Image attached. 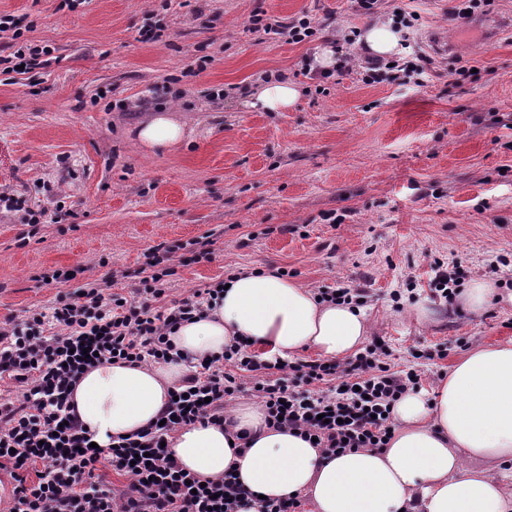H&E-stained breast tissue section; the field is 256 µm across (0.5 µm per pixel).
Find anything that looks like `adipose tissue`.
I'll list each match as a JSON object with an SVG mask.
<instances>
[{
	"mask_svg": "<svg viewBox=\"0 0 512 512\" xmlns=\"http://www.w3.org/2000/svg\"><path fill=\"white\" fill-rule=\"evenodd\" d=\"M401 33L378 20L356 40L377 58L397 54ZM301 97L285 80L259 83L251 107L283 112ZM190 132L180 115L152 113L134 130L151 150L179 145ZM218 307L182 324L173 345L196 357L222 354L233 337L251 339L267 355L288 358L304 349L339 359L359 351L369 331L363 308L320 301L296 280L259 269L229 276ZM184 364L133 367L104 363L86 372L73 393L76 413L101 444L155 422ZM395 427L385 448L326 457L294 433L268 428L255 406L232 414L233 432L247 434L235 454L233 432L192 424L170 445L179 463L204 476L236 468L251 492L278 499L306 498L313 512H512V340L480 345L459 358L432 394L411 392L393 409Z\"/></svg>",
	"mask_w": 512,
	"mask_h": 512,
	"instance_id": "adipose-tissue-1",
	"label": "adipose tissue"
}]
</instances>
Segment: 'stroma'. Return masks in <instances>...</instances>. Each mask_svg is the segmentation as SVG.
I'll return each instance as SVG.
<instances>
[{
	"label": "stroma",
	"instance_id": "35a3bbf8",
	"mask_svg": "<svg viewBox=\"0 0 512 512\" xmlns=\"http://www.w3.org/2000/svg\"><path fill=\"white\" fill-rule=\"evenodd\" d=\"M404 2L422 35L447 33L443 66L419 88L339 70L319 94L306 75L314 55L336 30L372 22L354 0H84L73 11L0 0L24 32L0 33V190L17 204L0 211V320L91 284L133 296L148 250L166 243L191 259L175 267L172 301L254 267L361 291L369 340L395 369L422 371L427 392L476 345L512 339L511 304L472 313L432 293L438 260L460 284L493 277L512 290V0H495L505 26L488 43L458 22L462 0ZM261 5L322 32L262 40L248 29ZM157 18L161 38L143 41ZM29 45L51 53L7 69ZM202 56L206 68L188 73ZM455 57L477 75H449ZM270 71L302 89L288 111L244 104ZM161 110L192 135L151 151L131 132ZM31 211L43 214L33 229ZM202 243L207 256L193 259ZM56 270L70 279L52 280ZM419 302L429 321L414 315Z\"/></svg>",
	"mask_w": 512,
	"mask_h": 512
}]
</instances>
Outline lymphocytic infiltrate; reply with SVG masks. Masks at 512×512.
Listing matches in <instances>:
<instances>
[{
  "instance_id": "obj_1",
  "label": "lymphocytic infiltrate",
  "mask_w": 512,
  "mask_h": 512,
  "mask_svg": "<svg viewBox=\"0 0 512 512\" xmlns=\"http://www.w3.org/2000/svg\"><path fill=\"white\" fill-rule=\"evenodd\" d=\"M251 31L299 44L318 29L309 17L283 22L264 9L249 19ZM432 62L414 51L388 62L371 58L360 67L364 84L422 85ZM177 246L165 247L140 268L135 299L82 289L77 298L58 297L51 314L0 321V381L11 397H0V471L15 481L12 512H239L255 502L257 512H300L299 497L253 501L234 471L203 477L187 471L168 444L183 427L223 424L225 409L249 374L250 392L268 427L315 440L327 456L352 449H380L394 428L391 413L407 392L418 391L417 370H395L378 342L354 359L288 363L252 352L242 338L221 355L186 360L188 370L161 410V423L127 437L95 445L71 403L81 375L104 362L155 365L182 359L170 336L175 328L205 315L224 291L223 282L178 301H168L171 260ZM35 478H27L29 468ZM125 479L114 486L105 478Z\"/></svg>"
}]
</instances>
